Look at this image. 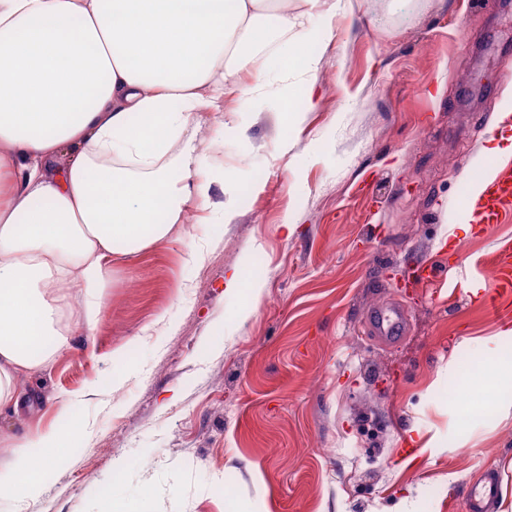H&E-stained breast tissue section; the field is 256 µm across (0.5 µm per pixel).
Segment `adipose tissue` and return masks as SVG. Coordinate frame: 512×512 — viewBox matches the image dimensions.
<instances>
[{
	"label": "adipose tissue",
	"instance_id": "ef3b65f1",
	"mask_svg": "<svg viewBox=\"0 0 512 512\" xmlns=\"http://www.w3.org/2000/svg\"><path fill=\"white\" fill-rule=\"evenodd\" d=\"M337 0H0V416L19 383L69 344L63 289L94 330L113 262L172 237L188 205L226 220L221 179L197 137L220 96L315 105L317 48ZM70 412L15 454L0 498L37 500L40 478L86 432Z\"/></svg>",
	"mask_w": 512,
	"mask_h": 512
}]
</instances>
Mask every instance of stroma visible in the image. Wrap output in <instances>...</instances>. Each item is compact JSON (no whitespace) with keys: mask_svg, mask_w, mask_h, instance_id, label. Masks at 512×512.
Returning a JSON list of instances; mask_svg holds the SVG:
<instances>
[{"mask_svg":"<svg viewBox=\"0 0 512 512\" xmlns=\"http://www.w3.org/2000/svg\"><path fill=\"white\" fill-rule=\"evenodd\" d=\"M334 27L288 148L267 105L242 137L201 123L232 220L113 263L93 335L71 299L70 348L0 426L35 434L74 405L88 431L25 512H96L112 492L125 512H465L484 472L512 483V386L484 388L475 361L512 354L495 338L512 299L491 313L469 296L512 217L476 233L466 212L512 106V0H346ZM442 237L445 281L409 282ZM239 267L264 283L244 318L224 293ZM391 301L409 326L389 343L366 326Z\"/></svg>","mask_w":512,"mask_h":512,"instance_id":"stroma-1","label":"stroma"}]
</instances>
